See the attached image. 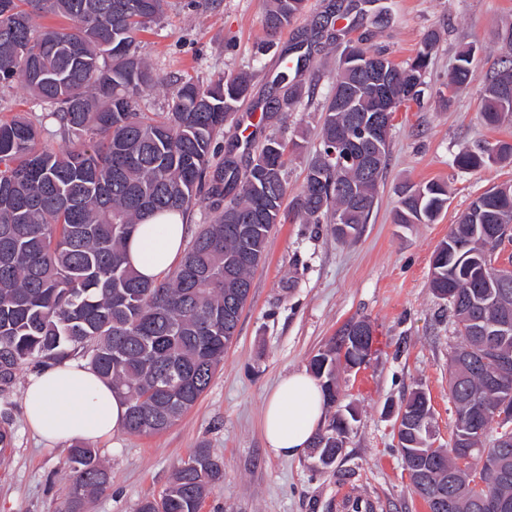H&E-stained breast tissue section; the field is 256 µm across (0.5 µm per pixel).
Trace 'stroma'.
<instances>
[{
	"label": "stroma",
	"mask_w": 512,
	"mask_h": 512,
	"mask_svg": "<svg viewBox=\"0 0 512 512\" xmlns=\"http://www.w3.org/2000/svg\"><path fill=\"white\" fill-rule=\"evenodd\" d=\"M330 2L309 0L264 53L257 46L265 38V0H169L162 18L139 35L141 52L159 79L140 99L144 111L163 112L167 86L178 78L250 76L251 99L217 143L244 166L253 152L241 143L240 130L251 129L259 140L272 135L298 141L287 168L292 198L300 194L319 145L321 105L346 41L385 52L398 63L416 56L428 32L437 33L438 43L419 98L394 115L387 166L360 236L342 242L330 224H305L284 212L252 276L238 334L208 389L162 432L124 431L94 441L108 483L82 512H135L142 499L160 497L175 468L202 444L223 458L224 476L200 512H340L338 498L345 491L371 494L377 512H428L402 467L392 413L412 391L424 390L438 443L447 446L455 419L448 363L458 338L447 301L430 286L431 256L472 201L512 183V159L466 172L454 164L462 151L499 140L512 143V122L491 129L479 117L489 79L512 58L500 40L501 32L512 28V0H382L389 8L383 22H375V7L351 10L345 38L336 43L316 32ZM302 39L309 40L312 58L301 77L300 102L256 118L254 104L270 93L282 55ZM469 45L479 49L475 78L449 89L457 54ZM18 114L42 121L45 141L62 145L47 106L16 86L0 84V119ZM429 180L448 190V205L437 220L394 223L404 191ZM360 319L371 323L374 343L364 367L338 374L339 403L357 413L342 453L329 467L315 465L307 454L275 456L261 430L268 392L280 378L307 369L343 325ZM33 372L32 366H21L10 390L0 392L14 435L11 446L0 451V512H63L72 482L66 467L70 443L46 445L25 426L23 389Z\"/></svg>",
	"instance_id": "1"
}]
</instances>
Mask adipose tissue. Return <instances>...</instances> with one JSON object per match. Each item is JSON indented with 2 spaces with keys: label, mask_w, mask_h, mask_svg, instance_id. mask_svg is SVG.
<instances>
[{
  "label": "adipose tissue",
  "mask_w": 512,
  "mask_h": 512,
  "mask_svg": "<svg viewBox=\"0 0 512 512\" xmlns=\"http://www.w3.org/2000/svg\"><path fill=\"white\" fill-rule=\"evenodd\" d=\"M187 222L183 212L145 217L126 242L127 262L146 279L161 278L182 252ZM23 401L27 426L52 443L108 438L125 423L126 406L111 384L77 359L30 376ZM324 415V398L313 376L288 374L264 403L262 425L269 450L283 458L304 455Z\"/></svg>",
  "instance_id": "adipose-tissue-1"
}]
</instances>
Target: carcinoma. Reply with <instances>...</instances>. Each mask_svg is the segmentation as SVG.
<instances>
[{
  "label": "carcinoma",
  "instance_id": "carcinoma-1",
  "mask_svg": "<svg viewBox=\"0 0 512 512\" xmlns=\"http://www.w3.org/2000/svg\"><path fill=\"white\" fill-rule=\"evenodd\" d=\"M167 0H0V82L11 83L49 107L64 135L58 149L40 145L41 122L18 117L0 121V391L9 389L24 364L45 367L79 354L127 405L125 429L153 434L170 427L208 388L232 343L250 288L251 274L265 257L268 238L281 221L287 194L284 169L288 147L267 138L240 169L232 153L213 162L214 138L251 95L248 78L227 74L209 82L176 79L167 111L150 116L139 107L141 93L157 83L151 65L136 51L139 32L159 18ZM307 0H267L263 27L270 37L304 12ZM56 14L68 28L45 27L38 19ZM436 43L425 38L411 61L400 65L382 52L359 46L341 53L331 94L321 105L320 148L306 184L293 200L294 215L307 224L330 216L341 241L356 238L372 211L388 156V135L369 149L354 120L372 118L419 95L422 76ZM282 57L274 85L281 98L261 101L263 111L290 108L300 97V77L311 60L303 42ZM476 48L463 50L448 80L459 89L474 77ZM386 63L387 91L364 81L365 68ZM512 113V68L492 77L481 116L486 125L504 123ZM335 158H330L331 152ZM512 158V143L498 141L455 160L461 170ZM204 198L219 210L192 237L179 265L150 281L128 265L124 249L135 224L153 212L187 211ZM448 191L438 181L409 189L395 215L397 224H430L445 209ZM493 224L512 225V185L476 198L451 225L433 252L431 286L451 289L449 302L460 343L450 359L448 391L456 407L454 435L474 449L468 476L448 484L457 452L454 442L432 449L419 421L422 395L406 399L405 470H416L421 448L437 471L413 486L436 510L433 496L453 502V512H483L480 500H497L512 512V447L487 439L495 407L512 402V335L495 343L467 322L496 314L512 318V285L501 288L494 262L500 239ZM344 336L309 362L327 407L335 409L329 429L316 433L312 447L336 461L332 431L344 430L354 414L338 405L336 360ZM471 356L458 379L459 352ZM66 466L73 474L65 512H79L74 498L106 485L97 450L72 444ZM224 474V462L204 446L181 462L173 481L137 512H199L209 486Z\"/></svg>",
  "mask_w": 512,
  "mask_h": 512
}]
</instances>
